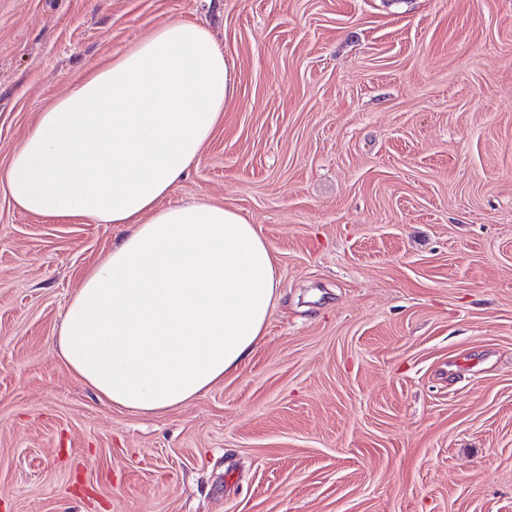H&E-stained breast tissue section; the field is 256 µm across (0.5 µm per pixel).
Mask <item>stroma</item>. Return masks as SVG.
Masks as SVG:
<instances>
[{"label":"stroma","instance_id":"obj_1","mask_svg":"<svg viewBox=\"0 0 512 512\" xmlns=\"http://www.w3.org/2000/svg\"><path fill=\"white\" fill-rule=\"evenodd\" d=\"M172 20L236 92L168 200L256 224L285 298L240 371L143 417L54 346L128 225L5 176ZM0 512H512V0H0Z\"/></svg>","mask_w":512,"mask_h":512}]
</instances>
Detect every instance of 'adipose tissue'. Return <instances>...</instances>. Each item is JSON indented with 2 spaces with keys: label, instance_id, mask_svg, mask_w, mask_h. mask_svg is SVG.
<instances>
[{
  "label": "adipose tissue",
  "instance_id": "adipose-tissue-1",
  "mask_svg": "<svg viewBox=\"0 0 512 512\" xmlns=\"http://www.w3.org/2000/svg\"><path fill=\"white\" fill-rule=\"evenodd\" d=\"M234 93L209 32L168 22L42 112L6 172L26 212L131 225L70 300L57 347L78 379L135 414L237 372L282 297L256 225L205 200L166 201Z\"/></svg>",
  "mask_w": 512,
  "mask_h": 512
}]
</instances>
